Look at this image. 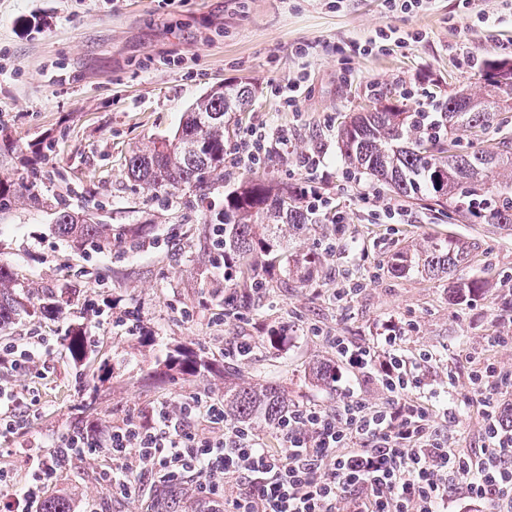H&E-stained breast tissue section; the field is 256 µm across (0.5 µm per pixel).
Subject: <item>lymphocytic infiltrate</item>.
Instances as JSON below:
<instances>
[{"mask_svg": "<svg viewBox=\"0 0 512 512\" xmlns=\"http://www.w3.org/2000/svg\"><path fill=\"white\" fill-rule=\"evenodd\" d=\"M288 150L282 132L254 128L229 165L256 166ZM402 340L393 324L372 343L334 338L348 370L380 385L385 402L369 406L349 392L333 413L291 406L277 428V448L253 428L229 422L223 402L199 398L176 413L161 403L109 429L87 426L62 445L78 456L108 449L106 480L119 497L136 495L147 477L194 481V512H447L458 496L512 512V432L503 433L494 401L482 403L480 454L449 447L433 424V390L424 372L436 356L408 360ZM201 422L219 427L220 435L200 436ZM64 465L56 453L33 456L30 484L12 495L10 512H39V489Z\"/></svg>", "mask_w": 512, "mask_h": 512, "instance_id": "f902f5d3", "label": "lymphocytic infiltrate"}]
</instances>
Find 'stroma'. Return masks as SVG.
Wrapping results in <instances>:
<instances>
[{
	"instance_id": "35a3bbf8",
	"label": "stroma",
	"mask_w": 512,
	"mask_h": 512,
	"mask_svg": "<svg viewBox=\"0 0 512 512\" xmlns=\"http://www.w3.org/2000/svg\"><path fill=\"white\" fill-rule=\"evenodd\" d=\"M380 28L403 37L402 47L362 55L355 45ZM512 62V0H431L417 14L390 12L384 0H0V125L21 149L49 144L40 162L52 180L51 198L72 188L73 207L97 211L122 238L83 254L61 240L43 211L17 206L0 223V261L10 264L33 297L69 290L58 317L26 316L0 341H46L22 370L0 368V384L22 400V429L0 439L3 512L12 487L28 482L24 459L32 438L57 443L86 423L121 422L160 400L224 396V356L237 338L251 340L247 377L276 376L289 404L336 410L346 389L381 403L375 383L351 375L312 384L314 362L335 363L331 339L370 342L393 322L405 330L407 357L436 353L428 376L437 401L458 405L439 421L449 447L480 452L483 426L468 402L475 358L512 373V230L450 220L398 197L370 176L355 178L342 155L339 130L379 96L404 95L410 109L463 88H477L485 61ZM300 82L297 106L281 91ZM251 83L255 97L238 115L232 141L249 128L287 134L292 152L259 166L276 183L305 182L324 200L319 223L290 242L314 251L313 279L301 284L280 271L235 317H224L222 289L205 247L206 227L175 223L174 208L130 182L126 157L136 147L171 135L186 108L217 83ZM325 144L315 172L302 155ZM431 237L468 243L460 276L486 290L455 304L448 281L412 271L394 274L390 257ZM360 283L345 301L338 289ZM85 336L88 355L75 362L63 341ZM493 336L502 337L490 345ZM177 352L207 364L189 376L165 363ZM103 450L73 458L44 495H60L73 512L89 501L105 512H157L160 492L147 483L139 495L113 497L99 471L111 468Z\"/></svg>"
}]
</instances>
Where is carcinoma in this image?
Returning <instances> with one entry per match:
<instances>
[{
	"instance_id": "cac0c4a2",
	"label": "carcinoma",
	"mask_w": 512,
	"mask_h": 512,
	"mask_svg": "<svg viewBox=\"0 0 512 512\" xmlns=\"http://www.w3.org/2000/svg\"><path fill=\"white\" fill-rule=\"evenodd\" d=\"M480 80V92L449 95L429 110H411L398 99H386L371 111L355 113L340 130L341 151L354 169L381 180L399 197L450 219L456 215L512 230V136H501L491 150L464 148L452 140L459 128L486 130L497 114L512 112V63H487ZM253 96L247 83L212 86L191 104L172 135L132 151L125 159L128 178L146 189L176 196L186 207L202 205L201 223L210 229L226 317L251 300L238 288L266 287L264 276L280 261L283 228L299 239L313 221L304 205L303 187L273 184L258 176L241 178L222 204L210 202L212 190L226 178L224 157L232 116L246 111ZM42 154L41 146L31 147L28 156L19 152L0 127V223L20 202L34 209L46 207L59 236L77 248H97L112 234V225L95 221L60 197L53 204L47 202L38 190ZM18 163L28 167L32 179L4 174L5 167ZM468 253L469 247L456 240L430 238L412 252H395L390 268L396 274L417 268L430 277L444 276L451 298L461 303L484 288L477 279L455 277ZM288 262L300 282H310L314 258L292 253ZM34 307V301L20 296L12 267L1 262L0 331ZM249 358L235 351L224 367L236 379L224 386V414L239 423L274 425L288 413L287 398L274 380L244 379L241 362ZM182 496V487H165L162 503L167 512H178Z\"/></svg>"
}]
</instances>
